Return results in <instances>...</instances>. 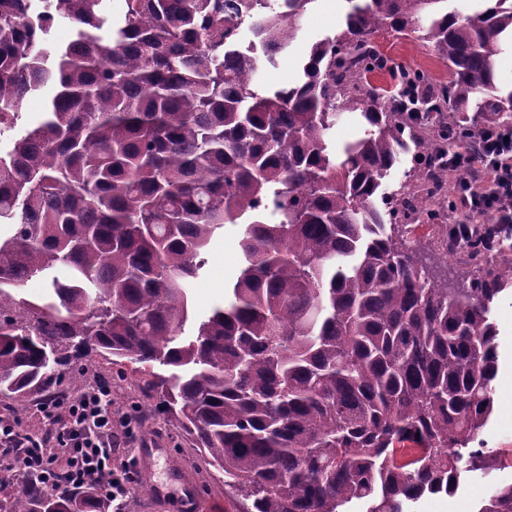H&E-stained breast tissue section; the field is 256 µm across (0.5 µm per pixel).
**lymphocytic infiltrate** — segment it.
I'll return each mask as SVG.
<instances>
[{
  "instance_id": "obj_1",
  "label": "lymphocytic infiltrate",
  "mask_w": 512,
  "mask_h": 512,
  "mask_svg": "<svg viewBox=\"0 0 512 512\" xmlns=\"http://www.w3.org/2000/svg\"><path fill=\"white\" fill-rule=\"evenodd\" d=\"M466 143L448 156L457 177V210L493 214L512 224V127L468 130ZM41 411L48 422L37 436L14 422H0V467L20 466L60 494L105 492L110 512H129L134 457H120L133 430L127 417L113 418L112 389L94 382L69 403L52 398Z\"/></svg>"
}]
</instances>
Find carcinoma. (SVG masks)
<instances>
[{
    "label": "carcinoma",
    "instance_id": "carcinoma-1",
    "mask_svg": "<svg viewBox=\"0 0 512 512\" xmlns=\"http://www.w3.org/2000/svg\"><path fill=\"white\" fill-rule=\"evenodd\" d=\"M0 0V395L35 397L82 359L137 365L237 512H406L492 470L493 307L512 240L487 221L448 245L473 264L450 288L419 264L411 222L448 211V151L480 124L512 126L495 63L512 0H360L269 91L261 58L288 49L315 0ZM67 20L75 39L51 47ZM250 22L253 40L239 30ZM417 34L448 62L434 86L387 66L372 36ZM397 71L392 93L364 79ZM52 97L21 122L26 98ZM473 111L468 116L466 112ZM358 112L363 135H329ZM422 194L379 189L409 144ZM240 226L224 306L185 334L189 291L218 230ZM44 279L49 295L26 291ZM0 512H105L37 481ZM478 512H512V483Z\"/></svg>",
    "mask_w": 512,
    "mask_h": 512
}]
</instances>
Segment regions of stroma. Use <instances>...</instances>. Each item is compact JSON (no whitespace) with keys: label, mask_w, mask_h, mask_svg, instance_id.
Listing matches in <instances>:
<instances>
[{"label":"stroma","mask_w":512,"mask_h":512,"mask_svg":"<svg viewBox=\"0 0 512 512\" xmlns=\"http://www.w3.org/2000/svg\"><path fill=\"white\" fill-rule=\"evenodd\" d=\"M348 9L346 0H313L300 19V31L292 46L279 53L274 63L260 62L256 80L267 88H276L294 80L310 45L317 39L334 33L343 24ZM378 47L391 59L411 68L423 70L430 77L448 81V66L415 36H400L390 30L375 36ZM239 229L226 225L207 254L205 273L190 290L191 317H204L214 307L223 305L224 288L231 284L241 267L238 247ZM498 329V373L494 381V413L483 436L492 453L490 475L475 472L461 483L452 495H428L415 504V512H478L489 482H512V294L502 299L493 311ZM88 380L111 379L115 411L131 417L135 438L128 449L136 454L146 444L165 449L156 460L151 477H138L129 512H155L152 484L161 485L165 492V512H183L182 491L169 477V465L193 473L203 464L193 442L180 429L157 413L156 400L143 388L140 374L132 364L117 367L99 355L87 357Z\"/></svg>","instance_id":"1"}]
</instances>
